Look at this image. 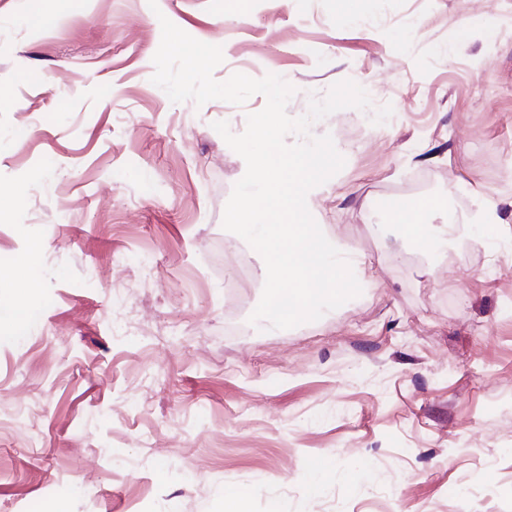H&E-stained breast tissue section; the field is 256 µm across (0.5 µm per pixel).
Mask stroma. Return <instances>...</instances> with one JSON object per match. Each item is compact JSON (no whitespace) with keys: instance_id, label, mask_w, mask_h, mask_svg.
<instances>
[{"instance_id":"1","label":"stroma","mask_w":512,"mask_h":512,"mask_svg":"<svg viewBox=\"0 0 512 512\" xmlns=\"http://www.w3.org/2000/svg\"><path fill=\"white\" fill-rule=\"evenodd\" d=\"M158 5L0 0V312H27L0 315V512H224L227 487L250 512H512V0ZM163 16L221 46L216 80L282 76L290 116L367 91L311 126L345 165L309 210L360 296L250 323L265 263L222 226L246 163L212 124L266 99L171 102ZM427 197L430 243L377 205Z\"/></svg>"}]
</instances>
